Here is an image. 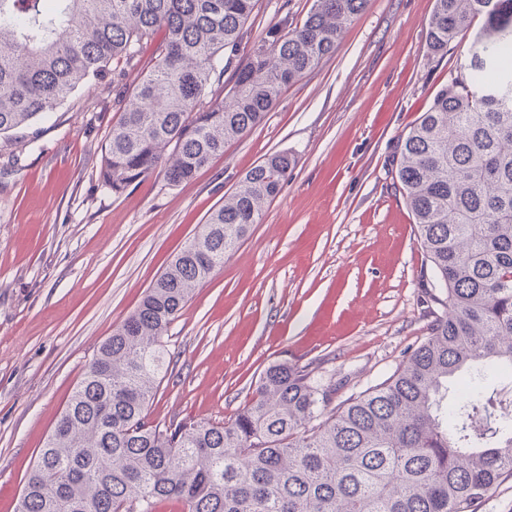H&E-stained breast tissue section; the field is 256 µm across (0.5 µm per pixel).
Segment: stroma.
Segmentation results:
<instances>
[{
  "instance_id": "35a3bbf8",
  "label": "stroma",
  "mask_w": 512,
  "mask_h": 512,
  "mask_svg": "<svg viewBox=\"0 0 512 512\" xmlns=\"http://www.w3.org/2000/svg\"><path fill=\"white\" fill-rule=\"evenodd\" d=\"M313 0H260L239 59ZM434 0H369L335 53L193 179L156 174L115 194L99 176L121 84L78 92L0 139V512H17L99 346L138 308L209 213L275 152L296 165L261 223L196 290L164 340L170 373L151 419L222 422L276 362L310 365L335 402L381 383L433 319L430 266L395 187L402 137L473 51L461 32L430 54Z\"/></svg>"
}]
</instances>
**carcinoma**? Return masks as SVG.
<instances>
[{"mask_svg":"<svg viewBox=\"0 0 512 512\" xmlns=\"http://www.w3.org/2000/svg\"><path fill=\"white\" fill-rule=\"evenodd\" d=\"M368 0H313L236 60L258 0H0V136L79 90L155 64L102 155L113 193L157 171L192 179L259 125L289 84L333 55ZM476 51L405 134L395 178L431 268L429 336L382 383L333 404L307 365L273 363L227 422L155 421L173 359L163 338L194 292L261 221L294 158L248 171L98 349L28 477L18 512H469L512 477V0H435L426 23L444 56L477 16ZM234 72L227 98L224 73ZM462 379L448 400V380Z\"/></svg>","mask_w":512,"mask_h":512,"instance_id":"1","label":"carcinoma"}]
</instances>
